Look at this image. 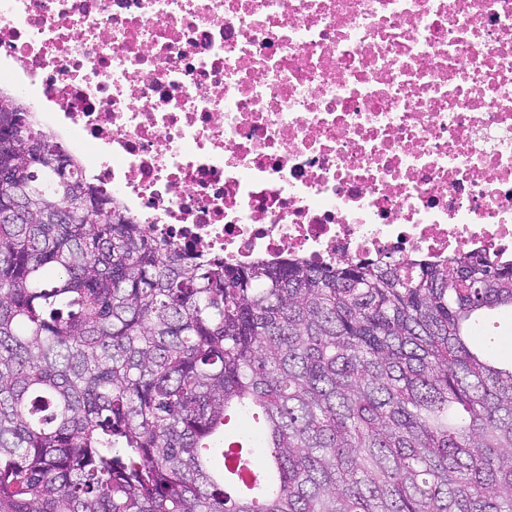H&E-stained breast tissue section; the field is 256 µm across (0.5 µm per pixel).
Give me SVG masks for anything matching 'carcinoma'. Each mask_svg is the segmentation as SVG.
<instances>
[{
	"label": "carcinoma",
	"instance_id": "carcinoma-1",
	"mask_svg": "<svg viewBox=\"0 0 512 512\" xmlns=\"http://www.w3.org/2000/svg\"><path fill=\"white\" fill-rule=\"evenodd\" d=\"M0 179V512H512V259L187 254L26 112Z\"/></svg>",
	"mask_w": 512,
	"mask_h": 512
}]
</instances>
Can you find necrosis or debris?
Wrapping results in <instances>:
<instances>
[{"instance_id": "necrosis-or-debris-1", "label": "necrosis or debris", "mask_w": 512, "mask_h": 512, "mask_svg": "<svg viewBox=\"0 0 512 512\" xmlns=\"http://www.w3.org/2000/svg\"><path fill=\"white\" fill-rule=\"evenodd\" d=\"M2 59L188 253L512 256V0H0Z\"/></svg>"}]
</instances>
